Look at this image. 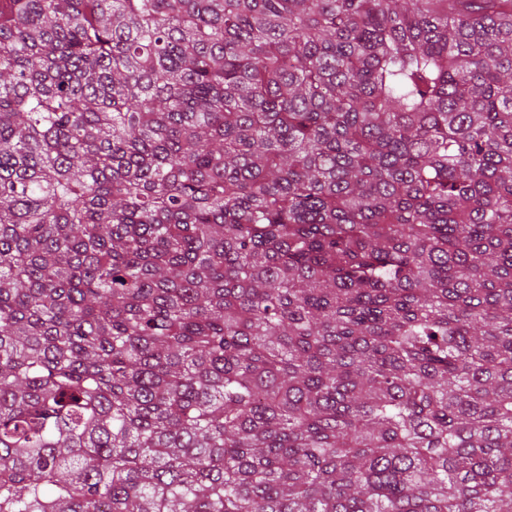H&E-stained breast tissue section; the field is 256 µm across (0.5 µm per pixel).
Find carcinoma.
<instances>
[{"label":"carcinoma","instance_id":"obj_1","mask_svg":"<svg viewBox=\"0 0 512 512\" xmlns=\"http://www.w3.org/2000/svg\"><path fill=\"white\" fill-rule=\"evenodd\" d=\"M0 512H512V0H0Z\"/></svg>","mask_w":512,"mask_h":512}]
</instances>
